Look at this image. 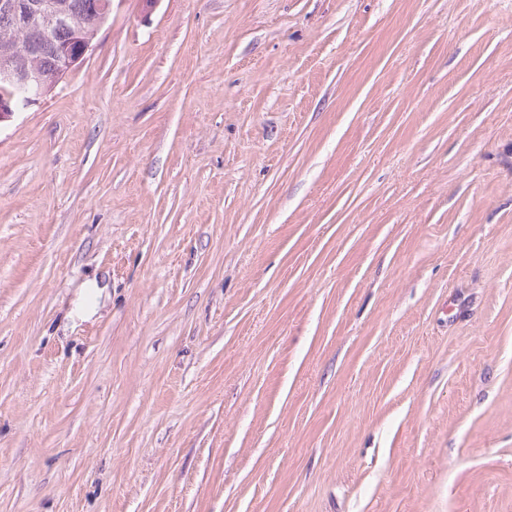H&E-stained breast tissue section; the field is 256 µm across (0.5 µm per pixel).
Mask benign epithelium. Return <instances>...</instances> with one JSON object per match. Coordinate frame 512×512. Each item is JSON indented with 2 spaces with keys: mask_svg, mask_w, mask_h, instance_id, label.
<instances>
[{
  "mask_svg": "<svg viewBox=\"0 0 512 512\" xmlns=\"http://www.w3.org/2000/svg\"><path fill=\"white\" fill-rule=\"evenodd\" d=\"M0 8L20 22L52 38L56 27L69 23L63 0H0ZM92 48V38L76 27L70 42L59 49L54 74L49 75L26 59L0 65V119L37 104L56 83L79 65Z\"/></svg>",
  "mask_w": 512,
  "mask_h": 512,
  "instance_id": "benign-epithelium-1",
  "label": "benign epithelium"
}]
</instances>
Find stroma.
I'll use <instances>...</instances> for the list:
<instances>
[{
  "instance_id": "35a3bbf8",
  "label": "stroma",
  "mask_w": 512,
  "mask_h": 512,
  "mask_svg": "<svg viewBox=\"0 0 512 512\" xmlns=\"http://www.w3.org/2000/svg\"><path fill=\"white\" fill-rule=\"evenodd\" d=\"M0 512H512V0H112L0 120Z\"/></svg>"
}]
</instances>
